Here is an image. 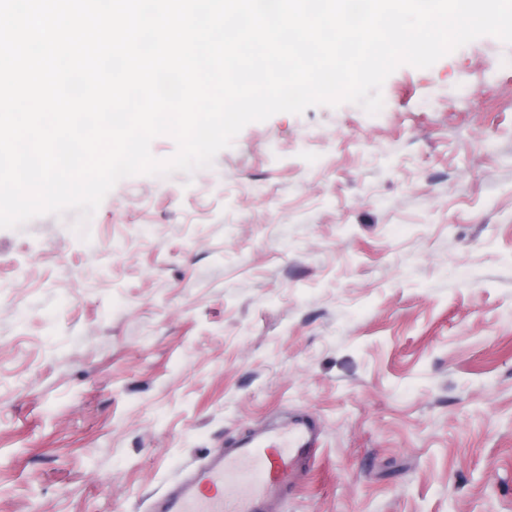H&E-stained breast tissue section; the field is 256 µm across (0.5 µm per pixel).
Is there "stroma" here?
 Listing matches in <instances>:
<instances>
[{
    "label": "stroma",
    "instance_id": "stroma-1",
    "mask_svg": "<svg viewBox=\"0 0 512 512\" xmlns=\"http://www.w3.org/2000/svg\"><path fill=\"white\" fill-rule=\"evenodd\" d=\"M0 229V512H154L309 417L272 512H512V45Z\"/></svg>",
    "mask_w": 512,
    "mask_h": 512
}]
</instances>
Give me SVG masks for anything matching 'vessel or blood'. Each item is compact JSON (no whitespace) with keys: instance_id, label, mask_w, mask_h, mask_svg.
I'll return each mask as SVG.
<instances>
[{"instance_id":"obj_1","label":"vessel or blood","mask_w":512,"mask_h":512,"mask_svg":"<svg viewBox=\"0 0 512 512\" xmlns=\"http://www.w3.org/2000/svg\"><path fill=\"white\" fill-rule=\"evenodd\" d=\"M316 444L310 425L294 423L215 449L161 498L157 512H263L269 499L287 495Z\"/></svg>"}]
</instances>
